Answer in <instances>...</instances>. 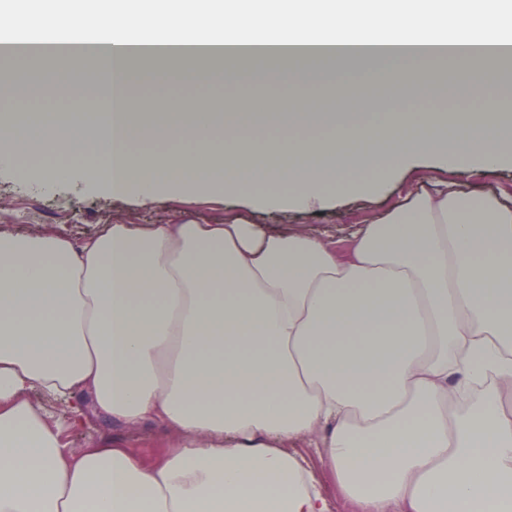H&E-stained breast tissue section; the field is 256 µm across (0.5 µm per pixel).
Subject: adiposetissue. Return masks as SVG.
<instances>
[{"instance_id":"ef3b65f1","label":"adipose tissue","mask_w":512,"mask_h":512,"mask_svg":"<svg viewBox=\"0 0 512 512\" xmlns=\"http://www.w3.org/2000/svg\"><path fill=\"white\" fill-rule=\"evenodd\" d=\"M292 6L288 41L321 46L329 16L349 20L380 53L335 54L324 84L347 111L310 112L298 69L289 128L313 119L326 136L262 147L243 114L215 145L211 114L172 120L190 149L153 159L135 149L145 124L131 97L95 131L76 119L17 136L0 109V163L51 155L83 162L85 181L142 201L180 191L247 194L306 208L332 189L375 192L419 155L458 176L512 164V114L499 94L471 112L368 119L363 87L387 71L413 90L412 42L439 41L441 19L467 16L448 60L496 78L479 55L512 42V0H212L182 14L180 39L230 45L263 28L268 2ZM149 0H108L63 15L59 30L99 54L79 64L92 86L38 76L39 95L112 98L105 71L141 25ZM211 57L152 69L122 59L125 86L236 80ZM87 407L114 424L170 437L146 463L112 440L69 451L42 405ZM313 440L361 512H512V199L457 183L410 194L354 234L347 253L303 228L262 233L219 224H109L72 240L0 230V512H327L314 475L287 445Z\"/></svg>"}]
</instances>
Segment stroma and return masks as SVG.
Returning <instances> with one entry per match:
<instances>
[{"instance_id":"1","label":"stroma","mask_w":512,"mask_h":512,"mask_svg":"<svg viewBox=\"0 0 512 512\" xmlns=\"http://www.w3.org/2000/svg\"><path fill=\"white\" fill-rule=\"evenodd\" d=\"M487 84V79H477L474 90L466 95L448 91L433 96L402 93L387 80L376 82L372 90L374 98L384 101L391 112H443L451 108L465 112L481 105L482 90ZM244 91L240 83L223 87L174 83L143 90L141 97L149 102L165 99L188 108ZM1 106L22 117L54 112L69 118L102 111L100 103L91 98L66 102L38 96L0 97ZM65 162L71 168L70 173L54 181L42 180L35 171L22 179L0 170V225H10L20 232L51 227L70 236H88L105 224H170L177 219L212 224L232 217L265 228H308L329 235L337 245L343 246L364 224L403 201L418 187L455 178L453 172L440 167L436 158L420 156L387 180L377 196L355 197L334 192L326 202L309 209H262L253 207L244 196L186 194L145 204L136 197L115 196L103 185L85 182L76 158L66 157ZM164 437L162 429L151 426L126 428L92 413L87 415L82 428H66L64 431L67 447L73 451L100 439H113L140 456L152 454L155 444ZM293 453L319 480L328 512H357L333 483L322 449L300 442L295 444Z\"/></svg>"}]
</instances>
